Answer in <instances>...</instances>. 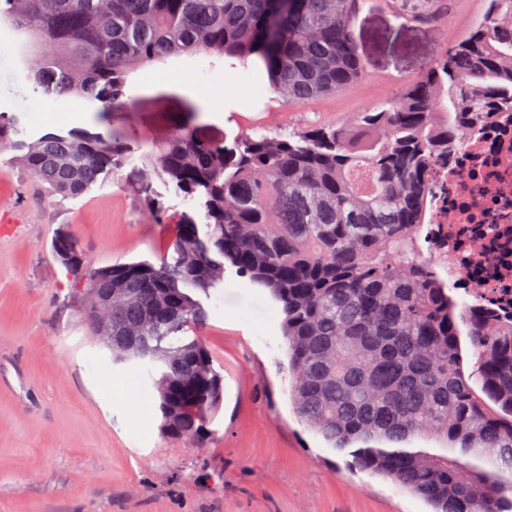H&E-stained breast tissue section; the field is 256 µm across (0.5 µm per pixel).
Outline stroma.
I'll return each instance as SVG.
<instances>
[{
    "label": "stroma",
    "instance_id": "obj_1",
    "mask_svg": "<svg viewBox=\"0 0 512 512\" xmlns=\"http://www.w3.org/2000/svg\"><path fill=\"white\" fill-rule=\"evenodd\" d=\"M484 0H449L434 20L364 0L352 20L364 75L347 91L288 104L265 72L204 54L133 72L131 111L99 118L78 99L45 103L15 61V34L0 28V113L22 139L76 127L122 132L136 155L82 195L49 196L0 154V512H430L395 481L356 468L296 416L281 316L267 291L234 270L200 301L198 336L224 376V403L208 444L163 434L150 378L116 365L93 338L72 277L53 252L59 230L85 262H158L173 227L137 193L148 187L170 218L201 216V202L165 183L140 156L189 131L233 142L312 124H335L418 80L479 23ZM232 71L240 95L224 92Z\"/></svg>",
    "mask_w": 512,
    "mask_h": 512
}]
</instances>
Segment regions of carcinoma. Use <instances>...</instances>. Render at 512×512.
<instances>
[{
	"label": "carcinoma",
	"mask_w": 512,
	"mask_h": 512,
	"mask_svg": "<svg viewBox=\"0 0 512 512\" xmlns=\"http://www.w3.org/2000/svg\"><path fill=\"white\" fill-rule=\"evenodd\" d=\"M484 21L416 83L346 120L228 145L190 132L141 156L185 196L205 232L175 221L174 256L98 268L63 262L75 285L112 288V335L134 344L115 363L149 365L168 436L204 446L224 401V376L186 334L207 319L196 293L233 268L266 289L281 332L300 420L349 450L359 469L391 478L433 512H512V483L448 455L483 456L512 473V316L465 307L421 254L429 171L466 134L512 109V0H488ZM362 0H0L21 37L24 78L45 102L86 100L101 116L128 110V76L199 53L263 61L272 89L302 104L343 91L365 64L350 23ZM413 18L439 0H394ZM0 114V153L50 192L72 197L119 157L126 136L71 129L17 141ZM484 397L466 380L459 324ZM203 407L204 418L187 413ZM435 438L442 451L413 448Z\"/></svg>",
	"instance_id": "1"
}]
</instances>
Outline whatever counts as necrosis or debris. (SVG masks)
<instances>
[{
  "instance_id": "4bbe7bcc",
  "label": "necrosis or debris",
  "mask_w": 512,
  "mask_h": 512,
  "mask_svg": "<svg viewBox=\"0 0 512 512\" xmlns=\"http://www.w3.org/2000/svg\"><path fill=\"white\" fill-rule=\"evenodd\" d=\"M425 230L444 245L458 289L476 308L512 311V253L488 247L496 236L512 238V110L469 136L447 164L434 166Z\"/></svg>"
}]
</instances>
